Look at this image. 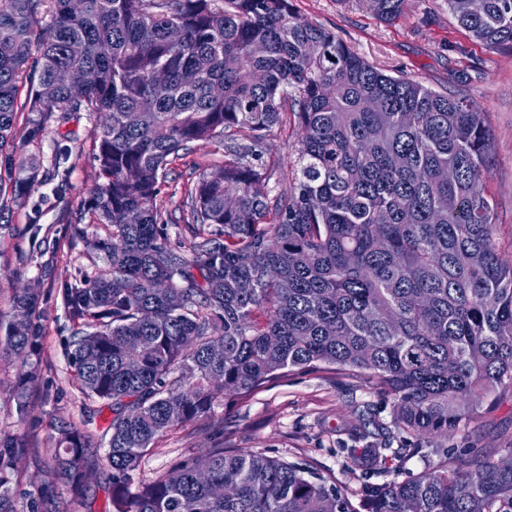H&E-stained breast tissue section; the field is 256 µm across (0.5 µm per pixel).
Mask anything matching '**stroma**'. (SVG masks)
I'll use <instances>...</instances> for the list:
<instances>
[{"label":"stroma","instance_id":"1","mask_svg":"<svg viewBox=\"0 0 512 512\" xmlns=\"http://www.w3.org/2000/svg\"><path fill=\"white\" fill-rule=\"evenodd\" d=\"M292 4L301 20L334 32L384 73L470 98L481 107L493 133L484 189L494 204L500 237L512 239V50L484 47L458 26L446 0H406L403 15L392 23L379 20L361 0H292ZM92 127L85 113H74L66 123L47 128L41 143L16 153L19 161L33 153L39 155L44 183L0 223V322L11 320L12 294L17 288L38 291L43 311L39 319L41 377L30 396L27 416L17 414L10 397L19 363L10 351L0 348V434L21 435L30 448L14 475L22 492L34 491L39 485L40 463L49 457L58 421L77 425L99 445L112 417L108 407L85 398L72 383L64 349L70 321L49 278L39 269L40 264L50 262L56 272L72 274L91 264L70 221L95 179ZM62 146L69 150L67 187L59 194L53 172L55 155ZM223 159L224 152L216 143L199 142L171 165L157 203L168 216L171 245L182 252H191L194 243L192 230L182 219L188 194L200 174L213 171ZM479 413V424L449 436L448 447L478 451L512 440V390L498 389ZM215 419L223 421L224 435L212 430ZM390 425V398L363 380L326 366L296 370L247 398H224L213 419L168 431L143 459L140 475L157 477L222 443L290 461H313L358 494L365 483L397 481L403 472L418 473L424 467L416 452L400 472L349 474L348 449L380 441ZM111 482V469L103 458H95L88 472L89 493L73 503L70 512H107Z\"/></svg>","mask_w":512,"mask_h":512}]
</instances>
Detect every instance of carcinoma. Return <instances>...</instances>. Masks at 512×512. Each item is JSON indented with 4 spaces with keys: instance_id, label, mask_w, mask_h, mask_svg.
<instances>
[{
    "instance_id": "carcinoma-1",
    "label": "carcinoma",
    "mask_w": 512,
    "mask_h": 512,
    "mask_svg": "<svg viewBox=\"0 0 512 512\" xmlns=\"http://www.w3.org/2000/svg\"><path fill=\"white\" fill-rule=\"evenodd\" d=\"M447 2L482 45L512 50V0ZM404 4L367 0L385 22ZM22 109L29 144L75 112L96 119L95 180L74 222L92 264L53 287L74 380L112 409L109 512H512V469L492 471L512 440L454 459L441 443L512 388V240L483 189L492 133L476 104L383 73L290 0H0V220L42 184L35 162L4 152ZM290 116L304 131L298 164L274 193L268 137ZM218 138L222 176L202 174L187 201L199 238L187 255L157 197L180 152ZM86 220L105 234L85 236ZM39 306L15 294L23 319L4 338L24 368L21 415L39 377ZM320 365L392 398L403 441L431 449L425 471L358 498L308 462L221 446L139 477L169 429ZM55 443L44 482L21 494L12 476L28 445L0 435V512H68L87 496L90 436L62 421ZM405 452L352 448L351 469L398 468Z\"/></svg>"
}]
</instances>
